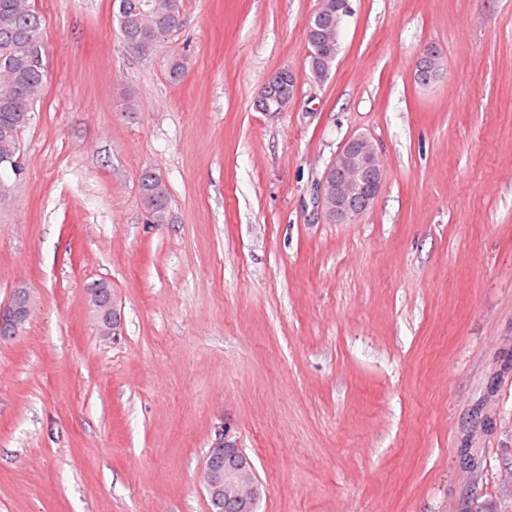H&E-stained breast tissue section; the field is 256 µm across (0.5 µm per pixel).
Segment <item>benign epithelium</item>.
<instances>
[{
  "label": "benign epithelium",
  "instance_id": "1",
  "mask_svg": "<svg viewBox=\"0 0 512 512\" xmlns=\"http://www.w3.org/2000/svg\"><path fill=\"white\" fill-rule=\"evenodd\" d=\"M441 74L438 51L424 50L417 60L415 75L427 85ZM295 95L294 75L282 71L260 95L258 108L262 112H281ZM385 182V170L375 148L367 138L347 139L326 170L321 185V203L326 214L338 224L356 222L374 203ZM88 302L96 310L98 326L107 334L117 329L120 314L112 296L102 297L98 289L88 293ZM34 299L29 290L22 299H12L0 306V336L11 338L20 333L31 319ZM203 483L209 499L224 508V512H255L261 496L253 465L240 448L227 426L214 430L204 468Z\"/></svg>",
  "mask_w": 512,
  "mask_h": 512
}]
</instances>
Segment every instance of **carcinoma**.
Instances as JSON below:
<instances>
[{"instance_id": "cac0c4a2", "label": "carcinoma", "mask_w": 512, "mask_h": 512, "mask_svg": "<svg viewBox=\"0 0 512 512\" xmlns=\"http://www.w3.org/2000/svg\"><path fill=\"white\" fill-rule=\"evenodd\" d=\"M138 0H127L128 9L113 13L118 35L131 49L135 42L154 39L163 21L184 13V0H150L151 9L137 14ZM310 21L325 34L336 27V18L327 12L315 10ZM319 63L324 72H330L336 59V41L325 39L318 45ZM45 39L41 14L28 0H0V152L13 151L20 155L19 135L30 123L34 105L43 93L46 83ZM24 166L0 169V209L13 200L12 189L20 180ZM141 205L151 209V224L170 221V192L166 182L151 168L139 175Z\"/></svg>"}]
</instances>
